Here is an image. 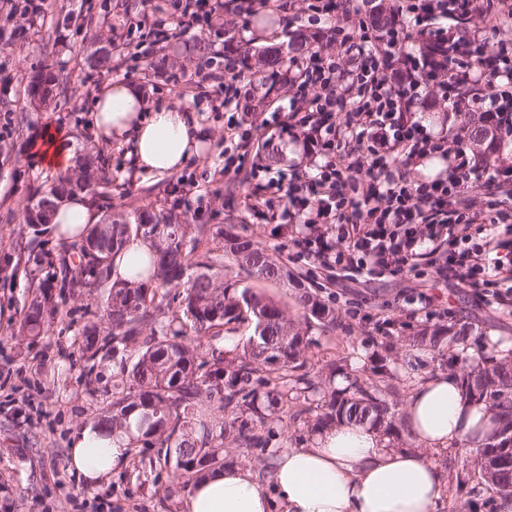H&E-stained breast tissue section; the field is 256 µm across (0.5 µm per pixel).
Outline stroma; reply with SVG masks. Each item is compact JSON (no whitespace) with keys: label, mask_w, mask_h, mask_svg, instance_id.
<instances>
[{"label":"stroma","mask_w":512,"mask_h":512,"mask_svg":"<svg viewBox=\"0 0 512 512\" xmlns=\"http://www.w3.org/2000/svg\"><path fill=\"white\" fill-rule=\"evenodd\" d=\"M313 2L296 0L293 11L279 14L253 5L247 24L233 32V51L224 47V27L203 21L179 42H150L148 31L159 14L141 0H45L40 12L25 16L0 11V512H180L184 496L182 489L168 490L165 475L131 462L96 487L84 486L68 469L70 438L101 416L116 368L111 358L93 362L83 353L87 326L102 322L95 295L54 294L60 314L48 334L33 339L20 331L41 287L50 284L51 270L44 264L20 270L19 251L27 243L51 252L61 247L52 225L24 221L28 205L54 177L37 166L31 151L49 124L71 137L74 170L83 169L87 156L105 159L112 184L107 198L96 202L99 212L132 221L145 210L170 211L181 224L251 237L335 310V328H323L304 319L294 288L247 277L233 260L224 262L225 281L253 288L286 309L308 343L306 369L320 382L329 380L328 364L369 369L385 359L397 375L387 399L403 412L415 362L407 342L428 326L424 315H410L403 296L408 288L433 289L451 308L452 326L469 335L465 356L474 357L492 340L512 343V315L482 303L472 288L439 278L430 262L395 278L332 284L323 273L307 275L305 265L291 258L292 236H272L271 224L250 207L256 186L301 159L302 147L290 132L291 93L283 90L274 97L268 110L277 119L267 124L263 113L245 110L242 98L225 104L212 76L228 64L246 78L256 76V58L244 57L239 45L258 50L287 42L288 31L309 30ZM200 38L209 44L208 56L196 50ZM102 44L116 45L117 52L110 66L96 68L89 56ZM41 70L57 84L43 101L27 94L32 75ZM113 80L141 83L149 108L177 104L193 110L207 136L205 150L159 179L135 172L124 146L94 141L91 102L98 87ZM421 99L425 107L414 112L415 121L449 138L458 133L457 114L436 90L424 89ZM234 125L250 132L251 146L228 139L227 129ZM267 139L282 149L271 165L256 148ZM380 307L401 322L393 335H380L358 319L359 313ZM322 401L319 394L297 397L276 412L277 447L312 436L311 422Z\"/></svg>","instance_id":"stroma-1"}]
</instances>
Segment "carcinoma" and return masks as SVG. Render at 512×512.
<instances>
[{
  "instance_id": "carcinoma-1",
  "label": "carcinoma",
  "mask_w": 512,
  "mask_h": 512,
  "mask_svg": "<svg viewBox=\"0 0 512 512\" xmlns=\"http://www.w3.org/2000/svg\"><path fill=\"white\" fill-rule=\"evenodd\" d=\"M312 43L294 34L288 51L274 47L262 51L266 68H281L308 54ZM40 71L31 77L28 95L48 98L52 85ZM464 139L490 159L506 143L496 127L478 112L459 113ZM108 179L104 163L85 168L81 183L67 173L57 175L42 195L57 204L80 191L93 199L105 196ZM150 242L153 251L133 280L114 281L105 288L85 276L88 250L91 262L109 270L113 257L131 237ZM223 245L211 246L217 238ZM77 264L59 269L60 288L72 293L95 292L108 334H86L85 354L90 360L108 355L118 361L99 425L112 434L132 437L129 447H141L140 463L166 471L172 486H188L209 469L228 464L225 448L271 454L272 409L296 395L319 392L305 371L303 337L275 301L248 287L224 282V255L256 278L288 282V270L276 263L257 243L208 224H177L172 216L142 212L138 221L125 220L99 227L95 224L75 247ZM304 316L324 327L336 328V316L317 295L305 288L296 294ZM56 306L49 298L34 302L22 324L23 334L36 339L48 332ZM251 328L246 342L224 348L232 333ZM463 331L436 327L409 337V345L440 354L445 348L463 347ZM456 375L466 393L483 402L495 423L512 418V363L490 355L461 358ZM348 386L331 391L321 405L315 428L337 423L367 424L391 436L396 432L395 411L385 398L393 380L391 369L381 364L371 376H347ZM151 448L164 454L146 457ZM503 443L469 449L480 464V481L456 480L452 494L454 512H496L494 501L483 498L482 483L492 484L503 497H512V456L509 465L484 475L485 467L503 457Z\"/></svg>"
}]
</instances>
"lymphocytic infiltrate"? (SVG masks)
Segmentation results:
<instances>
[{
	"label": "lymphocytic infiltrate",
	"mask_w": 512,
	"mask_h": 512,
	"mask_svg": "<svg viewBox=\"0 0 512 512\" xmlns=\"http://www.w3.org/2000/svg\"><path fill=\"white\" fill-rule=\"evenodd\" d=\"M179 27L159 38L180 39L181 27L204 17L224 24L251 10L249 0H173ZM393 29H370L360 9L345 11L328 34L340 37L347 61L338 65L326 50L310 54L288 83L290 106L299 119L304 154L313 171L291 165L270 177L258 206H268L270 191H286L288 203L271 213L277 230L299 225L295 259L326 269L333 280L370 281L414 270L429 243L444 240L447 249L438 274L473 288L481 300L512 314V229L492 231L474 242L473 225L494 228L505 214L500 200L487 196L475 205L471 186L512 176V166L485 161L452 163V151L440 136L413 122L409 110L422 84L440 88L481 87L485 93L465 99L466 109L491 113L498 127H512V58L498 36L512 31V0H391ZM493 14L492 34L477 30L462 37L434 28L439 17L458 13ZM421 35L424 47H447L458 60L451 81L439 64L422 52H404L402 43ZM344 113L336 125L335 113ZM437 154L447 162L431 178L418 168ZM366 168L368 178L354 182L351 170Z\"/></svg>",
	"instance_id": "f902f5d3"
}]
</instances>
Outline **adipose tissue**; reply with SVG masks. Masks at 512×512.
<instances>
[{
	"instance_id": "ef3b65f1",
	"label": "adipose tissue",
	"mask_w": 512,
	"mask_h": 512,
	"mask_svg": "<svg viewBox=\"0 0 512 512\" xmlns=\"http://www.w3.org/2000/svg\"><path fill=\"white\" fill-rule=\"evenodd\" d=\"M91 116L96 136L129 142L136 168L161 177L199 154L205 139L192 110L147 109L143 88L132 82L104 84ZM99 219L93 203L74 193L55 209L52 223L57 238L70 243ZM484 414L483 404L438 371L418 379L405 406L414 448H391L366 424L321 428L300 447L274 449L267 478L233 466L208 472L188 488L181 512H439L446 475L421 450L489 443ZM70 445L69 468L89 486L129 457L127 437L103 427L76 432Z\"/></svg>"
}]
</instances>
